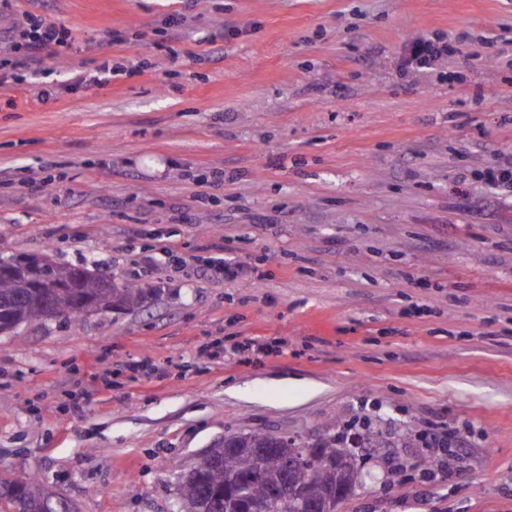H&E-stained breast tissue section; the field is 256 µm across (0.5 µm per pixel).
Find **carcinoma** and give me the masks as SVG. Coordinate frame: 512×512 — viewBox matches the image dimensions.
<instances>
[{"instance_id": "1", "label": "carcinoma", "mask_w": 512, "mask_h": 512, "mask_svg": "<svg viewBox=\"0 0 512 512\" xmlns=\"http://www.w3.org/2000/svg\"><path fill=\"white\" fill-rule=\"evenodd\" d=\"M77 265L58 263L54 270L33 290L26 287L22 274L0 275V319H20L28 324L40 320L35 296H55L60 287L72 301L61 319L77 322L82 313L77 305L101 302L112 296V303L136 306L149 289L133 283L113 285L105 290L92 278L80 279ZM227 447L212 449L207 469L180 484L179 492L187 503V512H254L269 499L270 492L285 482L284 458L295 460L292 484L308 491V506L315 512L322 499L331 495L344 499L365 485L358 467V454L349 452L343 438L334 434L317 446L286 434L264 431L230 435ZM0 512H73L71 505L55 498L31 474L0 478Z\"/></svg>"}]
</instances>
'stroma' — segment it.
Listing matches in <instances>:
<instances>
[{"mask_svg":"<svg viewBox=\"0 0 512 512\" xmlns=\"http://www.w3.org/2000/svg\"><path fill=\"white\" fill-rule=\"evenodd\" d=\"M27 12L80 50L45 64L59 96L0 95V255L150 293L0 335V471L75 512H176L225 434L314 444L367 420L414 438L339 512H512V193L474 177L512 151V0H10L0 19ZM437 35L434 73L399 69ZM106 61L124 74L73 85ZM216 257L245 275H197ZM430 432L457 454L434 475Z\"/></svg>","mask_w":512,"mask_h":512,"instance_id":"stroma-1","label":"stroma"}]
</instances>
